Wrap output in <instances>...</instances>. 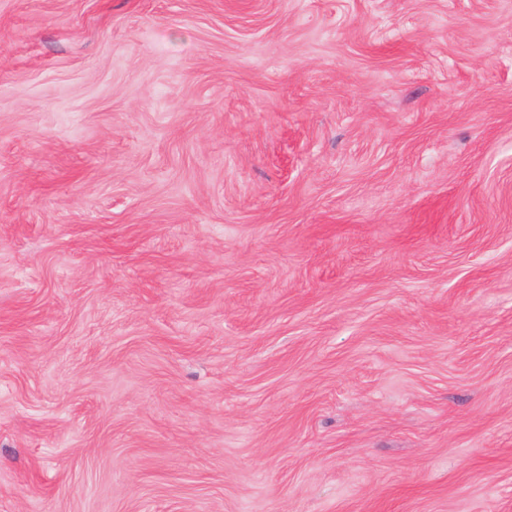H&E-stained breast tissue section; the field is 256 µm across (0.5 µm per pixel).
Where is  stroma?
Here are the masks:
<instances>
[{"label":"stroma","mask_w":512,"mask_h":512,"mask_svg":"<svg viewBox=\"0 0 512 512\" xmlns=\"http://www.w3.org/2000/svg\"><path fill=\"white\" fill-rule=\"evenodd\" d=\"M0 512H512V0H0Z\"/></svg>","instance_id":"35a3bbf8"}]
</instances>
